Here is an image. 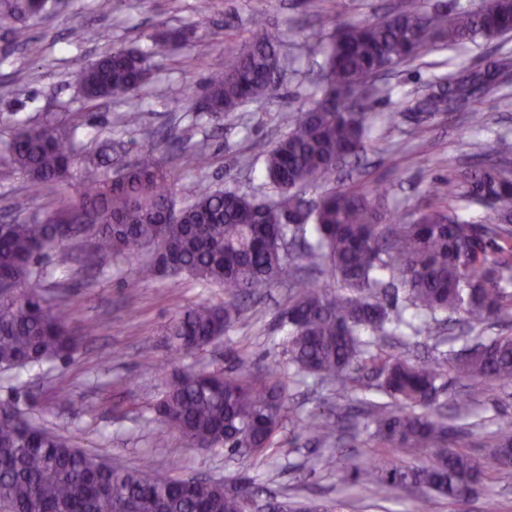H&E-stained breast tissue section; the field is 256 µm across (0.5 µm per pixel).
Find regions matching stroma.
Instances as JSON below:
<instances>
[{
  "mask_svg": "<svg viewBox=\"0 0 512 512\" xmlns=\"http://www.w3.org/2000/svg\"><path fill=\"white\" fill-rule=\"evenodd\" d=\"M396 0H62L43 18L27 21L29 40L17 46L0 25V142L17 122L37 124L47 117L78 125L89 148L109 138L117 160L152 154L170 169L174 199L184 205L205 186L239 190L261 199L273 197L262 176L260 145H271L286 132L284 113L307 109L315 97L313 80L323 62L329 37L317 34L318 18L336 22L375 20ZM263 14L284 60L276 85L261 99L239 108L238 120L214 121L197 111L210 73L225 55L240 52L250 36V19ZM84 33L71 41L70 30ZM180 30L186 40L171 51L155 46L157 31ZM110 47L150 55L152 77L132 105L87 103L79 76ZM512 58V36L448 49L431 47L379 81L385 96L373 112L372 146L360 163L345 167L342 179L382 187L385 206L410 212L426 201V192L448 177L458 159L476 163L495 153L501 140L512 142V84L493 96L469 99L461 110L418 112L415 103L430 85L448 83L466 70H486ZM137 120L129 123L126 112ZM483 116L472 125L469 116ZM155 132L144 139L142 128ZM178 136L180 151L170 146ZM204 157L195 166L178 152ZM81 191L79 178L62 189L36 187L0 166V219L23 220L59 212ZM87 246L77 240L49 251L40 261L42 285L68 295L69 331L76 345L64 359L31 365L0 377V404L24 411L45 429L68 437L80 448L104 455L128 468L151 464L161 476L186 475L219 481L248 477L276 496L336 506L337 512H373L372 491L341 484L343 472L372 463L420 464L422 455L373 438L365 429L347 431L337 445L310 439L303 422L333 406L336 398L317 378L295 374L288 364V326L282 311L288 289L276 285L247 308L224 338L187 354H172L165 328L172 317L200 302L219 304L223 288L190 279L143 280L123 261H105L85 270ZM212 372L251 370L288 379L291 412L279 435L281 445L263 459L223 449L190 447L176 431L166 430L153 411L164 381L183 367ZM65 397H58V390ZM500 419L512 420V386L489 388L467 403L455 420L452 447L482 452ZM166 431L159 446L155 436ZM336 459L335 469L322 457ZM429 512H512V471L492 473L485 491L467 500L433 499Z\"/></svg>",
  "mask_w": 512,
  "mask_h": 512,
  "instance_id": "1",
  "label": "stroma"
}]
</instances>
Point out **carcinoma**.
Masks as SVG:
<instances>
[{
    "mask_svg": "<svg viewBox=\"0 0 512 512\" xmlns=\"http://www.w3.org/2000/svg\"><path fill=\"white\" fill-rule=\"evenodd\" d=\"M47 0H0V25L27 42L18 18L39 17ZM512 33V0H482L449 16L429 12L421 0H399L378 21L339 26L321 66L318 98L288 117L289 133L263 150V176L276 199L232 189L206 188L170 222L171 174L151 156L137 157L113 173L103 171L112 151L106 142L84 156L77 127L52 119L17 124L0 147L5 163L33 185H62L81 162L83 194L54 217L0 224V371L67 356L73 347L62 296L34 281L40 257L84 236L87 262L112 258L129 263L145 279L187 276L224 288L222 305L200 303L173 317L167 343L176 354L202 349L224 336L243 312L242 299L288 283L289 363L296 372L336 387V398L353 401L365 380L388 397L367 411L373 436L402 448L430 453L422 467L396 465L348 471L343 480L367 487H419L455 499L466 487L484 488L482 457L448 447L453 432L442 413V379L470 383L484 394L495 383H512V336H484L488 324L512 313V167L502 159L457 168L434 183L428 203L406 218L384 212L377 189L330 188L314 206L303 190L328 184L336 168L367 150L374 102L369 79L418 57L430 45L490 41ZM275 36L260 16L251 19L248 45L213 71L199 105L226 119L241 105L265 95L279 72ZM147 60L132 48H114L81 75L89 102L126 103L146 81ZM494 78L469 74L430 95L425 106L460 103L473 94L497 92ZM502 203L489 220L467 218L486 200ZM318 268L336 279L329 291L301 273ZM399 282L417 314L462 316L473 344L430 364L380 352L389 334L405 326L404 310L379 298L385 278ZM287 384L280 377L238 371L215 374L183 368L165 382L155 411L190 446L222 448L263 457L277 447L288 415ZM306 430L324 444L341 439L342 416L310 417ZM490 456L512 468V421L494 432ZM161 478L149 465L112 466L99 455L32 423L20 411L0 415V512H246L238 485Z\"/></svg>",
    "mask_w": 512,
    "mask_h": 512,
    "instance_id": "carcinoma-1",
    "label": "carcinoma"
}]
</instances>
